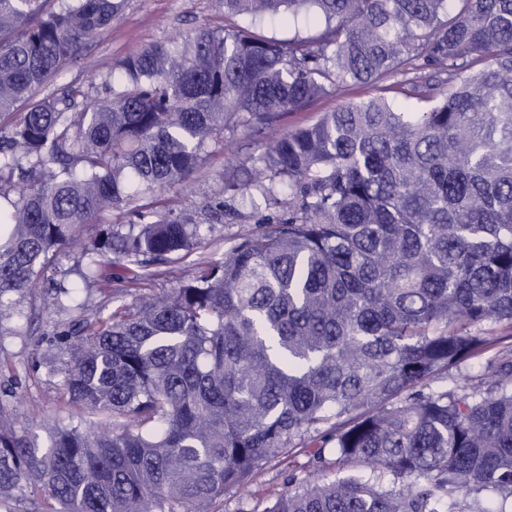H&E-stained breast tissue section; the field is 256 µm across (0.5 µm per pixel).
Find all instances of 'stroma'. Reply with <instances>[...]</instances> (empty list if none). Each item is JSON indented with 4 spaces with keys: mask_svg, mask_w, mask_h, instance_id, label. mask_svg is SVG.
<instances>
[{
    "mask_svg": "<svg viewBox=\"0 0 512 512\" xmlns=\"http://www.w3.org/2000/svg\"><path fill=\"white\" fill-rule=\"evenodd\" d=\"M239 27L268 39L286 43L295 39L317 36L321 27L306 16L293 20L279 17L255 19L237 17ZM220 30L224 27V6L221 0H125L118 20L100 30L82 49L80 55L62 71L54 82L41 91L42 96L58 93L67 85L82 87L88 98L104 93L105 82L116 63L141 52L149 44L183 40L197 28ZM386 95L407 112H419L429 106L428 100L406 95L394 86L381 87L351 85L332 89L302 108L283 115L282 131L308 126L317 122L323 113L336 106L359 102L378 95ZM266 148L264 141L248 135L239 127L225 129L222 139L207 141L201 151V161L195 177L186 185L147 195V202L156 203L186 224L200 225L201 243L190 259L165 267L162 276L152 283L155 291L166 293L177 288L193 263L224 258L241 236L259 232L261 210L249 201L235 198L231 205L233 217L221 223L209 222L204 212L206 203L224 196V183L241 177L250 158L259 156ZM63 316L56 312L48 292L47 281H40L30 295L19 298L16 315L11 322L13 335L0 340V382L15 381L18 399L14 405L17 426H31L52 417L70 413L60 400L61 370L66 356L63 352H49L47 362L37 373H30L29 364L38 341L54 330ZM306 458L296 455L278 464L259 469L249 488L252 501L264 505L277 497L283 489L285 471L305 474Z\"/></svg>",
    "mask_w": 512,
    "mask_h": 512,
    "instance_id": "1",
    "label": "stroma"
}]
</instances>
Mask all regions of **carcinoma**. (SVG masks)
<instances>
[{"label": "carcinoma", "instance_id": "carcinoma-1", "mask_svg": "<svg viewBox=\"0 0 512 512\" xmlns=\"http://www.w3.org/2000/svg\"><path fill=\"white\" fill-rule=\"evenodd\" d=\"M0 0V337L14 296L58 255L84 281L127 266L129 303L80 311L49 343L62 395L101 417L20 431L0 389V512H490L512 499V357L476 383L448 371L512 328V0H224V19L311 16L287 44L227 26L153 43L118 64L120 89L76 110L73 85L34 93L118 19L124 0ZM435 104L383 97L285 132L231 183L282 214L169 293L148 282L197 245L137 197L187 183L230 123L262 132L332 87L390 79ZM138 224H105L109 210ZM46 441H40L38 431ZM311 448L261 511L255 471ZM336 456L330 461L327 454ZM381 475L321 478L331 464Z\"/></svg>", "mask_w": 512, "mask_h": 512}]
</instances>
